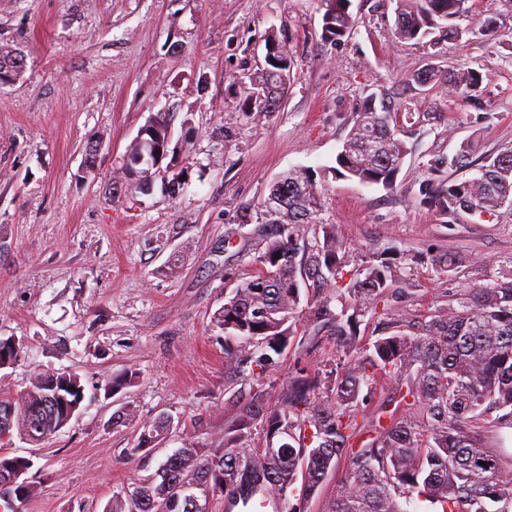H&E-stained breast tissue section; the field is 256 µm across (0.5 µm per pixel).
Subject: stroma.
<instances>
[{"instance_id":"35a3bbf8","label":"stroma","mask_w":512,"mask_h":512,"mask_svg":"<svg viewBox=\"0 0 512 512\" xmlns=\"http://www.w3.org/2000/svg\"><path fill=\"white\" fill-rule=\"evenodd\" d=\"M396 8L350 0L354 27L330 42L325 0H0V46L27 57L22 76L0 86V338L25 352L0 369V395L20 398L37 370L72 371L85 387L78 414L41 446L13 437L39 483L20 512L126 510L134 483L176 449L223 452L225 426L255 391L277 401L297 367L335 359L327 341L304 351L302 310L280 356L227 377L213 318L258 269L259 226L241 223L242 208L290 168L334 165L368 97L404 117L409 152L392 191L318 180L321 218L342 230L345 277L368 252H392L408 272L399 303L417 320L457 290L512 276V209L444 216L417 200L427 181L475 174L447 164L462 142L478 140L482 156L512 149V0H466L454 20L462 38L432 48L395 40ZM490 9L492 35L481 28ZM271 30L293 52V80L279 111L260 112L252 78ZM430 67L484 80L471 95L406 89ZM161 110L179 117L162 161L183 173L179 190L158 181L113 196L128 145ZM91 138L100 152L89 172ZM442 250L460 260L453 276L431 265ZM161 415L168 435L138 449ZM348 468L336 462L313 496L293 491L288 512H329Z\"/></svg>"}]
</instances>
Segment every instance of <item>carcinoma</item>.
<instances>
[{
  "label": "carcinoma",
  "mask_w": 512,
  "mask_h": 512,
  "mask_svg": "<svg viewBox=\"0 0 512 512\" xmlns=\"http://www.w3.org/2000/svg\"><path fill=\"white\" fill-rule=\"evenodd\" d=\"M347 2L332 0L326 9L324 39L336 41L350 32ZM398 2V41L428 38L435 45L431 35L437 31L450 40L462 37L451 20L463 0ZM291 66L286 51L255 77L254 89L262 94L260 111H278ZM4 67L22 75L25 54L1 46L0 69ZM422 81L469 93L480 88L483 76L473 69L447 73L432 67L411 78L416 85ZM151 120L146 134L136 135L125 153L129 162L141 161L138 179L145 186L157 178L153 146L166 148L171 140L170 113L158 112ZM398 124L399 114L391 106L364 100L353 113L336 165L327 172L393 189L408 154ZM473 153L474 142H463L448 165L467 167ZM478 172L477 182L470 177L421 185L420 202L444 216L460 211L493 215L511 208L512 149L485 156ZM321 207L313 171L291 169L279 177L259 210L265 224L264 249L255 258L259 269L225 297L214 319L227 338L254 347L244 356L238 346L226 344L228 371L242 372L249 362L263 367L296 333L292 315L301 287L318 288L323 296L308 305V345L318 346L319 336L327 332L336 353L348 358L346 367L335 375L296 369L273 406L263 391L255 392L239 417L224 427L222 453L207 455L192 445L178 449L152 478L129 492L130 512H205V505L187 500L169 508L168 480L195 482L202 494L218 492L234 504L249 500L258 489L284 499L298 481L310 496L343 457L349 459V471L336 489L331 512H405L401 501L414 498L438 505L440 512H512V454L483 446L485 432L512 430V277L465 288L430 319L412 322L389 299L391 288L404 282L393 258L374 254L356 277L343 281V237L335 225L317 220ZM310 231L314 244L299 243ZM431 262L440 274L458 267L456 254L448 251L436 253ZM334 300L341 308L332 307ZM368 312L390 321L397 331L376 338L360 334ZM378 377L388 378L392 388L368 417L364 406L371 396L362 389ZM16 402L13 426L18 434L34 431L48 438L57 433L51 416L43 415L36 425L30 418L46 402L36 384L18 401L0 399V404ZM255 427L267 437L288 436V447L274 453L253 447ZM169 430L168 418L156 419L144 427L138 447ZM10 445L0 431V466L31 469V459L5 451Z\"/></svg>",
  "instance_id": "cac0c4a2"
}]
</instances>
